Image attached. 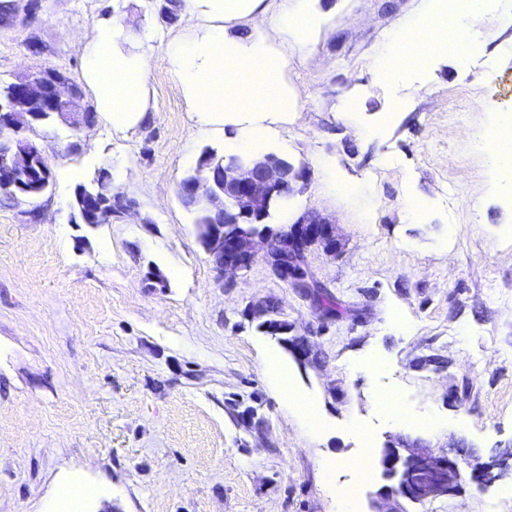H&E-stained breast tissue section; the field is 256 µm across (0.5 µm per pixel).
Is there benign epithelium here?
Segmentation results:
<instances>
[{
  "mask_svg": "<svg viewBox=\"0 0 512 512\" xmlns=\"http://www.w3.org/2000/svg\"><path fill=\"white\" fill-rule=\"evenodd\" d=\"M50 81L52 101L63 108L76 133L92 122V115L79 108L80 97L63 77L48 78L45 72L19 77L13 82L14 92L8 102L0 104V153L13 151L28 158L37 150L19 137L13 124L17 112L28 108L29 97ZM304 169L288 168L276 155L261 157L226 155L212 175L202 181L181 183L177 195L181 202L205 203L218 217L211 233L208 259L219 280L231 274L248 271L262 261L274 278L293 288H302L301 270L312 246L328 252L338 248L336 225L316 212H305L282 233L255 232L249 224H257L288 209L293 184L304 178ZM239 224L236 232L224 233V225ZM389 484L379 491L387 507L375 512H406L397 506L400 501L423 503L456 493L462 479L460 462L446 452H435L417 443L392 439L385 445L379 459Z\"/></svg>",
  "mask_w": 512,
  "mask_h": 512,
  "instance_id": "1",
  "label": "benign epithelium"
}]
</instances>
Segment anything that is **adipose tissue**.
<instances>
[{
    "label": "adipose tissue",
    "mask_w": 512,
    "mask_h": 512,
    "mask_svg": "<svg viewBox=\"0 0 512 512\" xmlns=\"http://www.w3.org/2000/svg\"><path fill=\"white\" fill-rule=\"evenodd\" d=\"M185 6L206 23L202 38L178 42L170 49V70L190 110L201 121L221 127L239 124L243 115L254 114L256 120L246 135L230 141L227 148L252 156L264 154L270 146L267 118H287L295 112L298 100L283 77L282 63L264 28L294 27L309 33L318 27V17L284 10L272 14L265 0H185ZM484 6L485 0H465L462 16L453 19L447 9L436 7L419 26L395 29L376 64L378 75L392 80L421 69L437 51L464 59L471 48L464 22L476 19ZM241 20L254 25L248 35L231 31ZM139 39L131 26L104 22L96 26L85 55L84 79L99 112L117 129L143 122L149 110L146 61L134 49ZM263 371L288 408L310 431H317V411L298 391L287 367L271 355Z\"/></svg>",
    "instance_id": "obj_1"
}]
</instances>
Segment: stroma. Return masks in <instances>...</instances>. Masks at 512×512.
<instances>
[{"label":"stroma","instance_id":"stroma-1","mask_svg":"<svg viewBox=\"0 0 512 512\" xmlns=\"http://www.w3.org/2000/svg\"><path fill=\"white\" fill-rule=\"evenodd\" d=\"M39 2L35 18L0 28V83L61 71L94 122L78 137L58 121L33 126L50 186L0 200V512H66L56 488L71 475L97 489L78 512H337L339 487L354 488L353 512H372L388 440L458 450L472 466L512 449V187L494 186L474 144L492 115L512 114V0H486L466 61L437 54L397 84L376 75V54L429 0H308L321 25L306 46L272 32L299 94L278 155L307 172L278 220L315 211L340 239L336 254L307 253L309 292L260 262L219 285L177 197L201 152L236 133L198 127L169 71L168 46L199 19L182 10L164 22L155 0ZM106 17L153 34L151 112L124 131L84 87L86 46ZM103 167L133 209L81 223L74 189ZM267 300L305 359L248 317ZM396 311L409 331L392 324ZM272 351L319 410L320 435L264 378ZM369 356L386 369L353 368ZM379 391L443 427L394 423ZM251 408L263 429L242 425ZM506 486L512 467L405 508L512 512Z\"/></svg>","mask_w":512,"mask_h":512}]
</instances>
